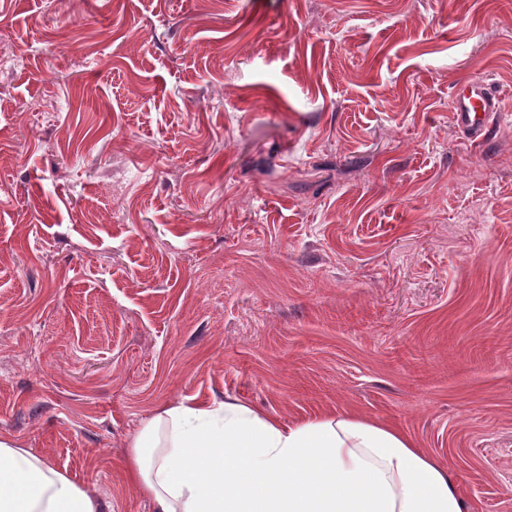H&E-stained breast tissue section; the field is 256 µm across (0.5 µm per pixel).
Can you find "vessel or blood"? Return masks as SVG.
Wrapping results in <instances>:
<instances>
[{"label":"vessel or blood","instance_id":"obj_1","mask_svg":"<svg viewBox=\"0 0 512 512\" xmlns=\"http://www.w3.org/2000/svg\"><path fill=\"white\" fill-rule=\"evenodd\" d=\"M452 109L462 131L480 138L490 129L500 128L504 106L499 94L482 81L471 79L454 92Z\"/></svg>","mask_w":512,"mask_h":512}]
</instances>
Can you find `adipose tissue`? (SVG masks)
I'll list each match as a JSON object with an SVG mask.
<instances>
[{
	"label": "adipose tissue",
	"mask_w": 512,
	"mask_h": 512,
	"mask_svg": "<svg viewBox=\"0 0 512 512\" xmlns=\"http://www.w3.org/2000/svg\"><path fill=\"white\" fill-rule=\"evenodd\" d=\"M125 471L154 512H470L448 468L357 415L284 423L233 401L168 404ZM0 512H103L95 495L0 434Z\"/></svg>",
	"instance_id": "ef3b65f1"
}]
</instances>
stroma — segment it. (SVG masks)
<instances>
[{"label":"stroma","mask_w":512,"mask_h":512,"mask_svg":"<svg viewBox=\"0 0 512 512\" xmlns=\"http://www.w3.org/2000/svg\"><path fill=\"white\" fill-rule=\"evenodd\" d=\"M189 399L512 512V0H0V433L152 512L128 447ZM452 109L459 127L473 138H482L490 129L501 128L503 100L482 81L469 79L456 90Z\"/></svg>","instance_id":"obj_1"}]
</instances>
